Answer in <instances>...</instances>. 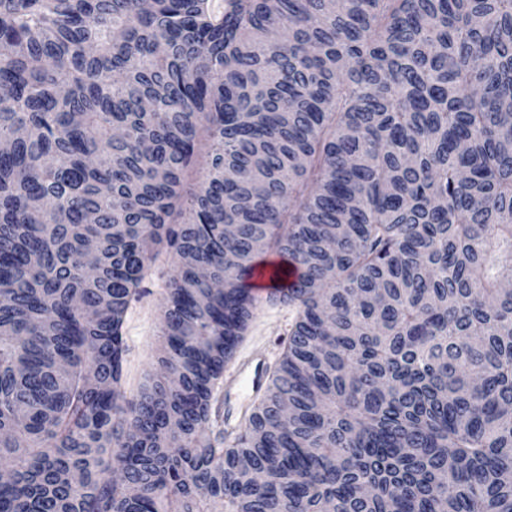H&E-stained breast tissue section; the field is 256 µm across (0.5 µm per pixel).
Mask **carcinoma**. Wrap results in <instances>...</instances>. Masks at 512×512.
<instances>
[{"mask_svg": "<svg viewBox=\"0 0 512 512\" xmlns=\"http://www.w3.org/2000/svg\"><path fill=\"white\" fill-rule=\"evenodd\" d=\"M0 143V512H512V0H0ZM173 252L164 247L143 283L139 300L127 311L122 333L126 345L123 387L129 397L156 373V349L160 341L161 307L169 280L174 274ZM294 316L295 312L286 305H264L250 323L244 341L238 346L234 359L224 371V377L234 363L245 360L255 353L267 354L272 370L282 353L280 342L287 337ZM242 375L247 377L250 391L260 390L266 382L262 361L259 358L240 364L237 369V377Z\"/></svg>", "mask_w": 512, "mask_h": 512, "instance_id": "1", "label": "carcinoma"}]
</instances>
